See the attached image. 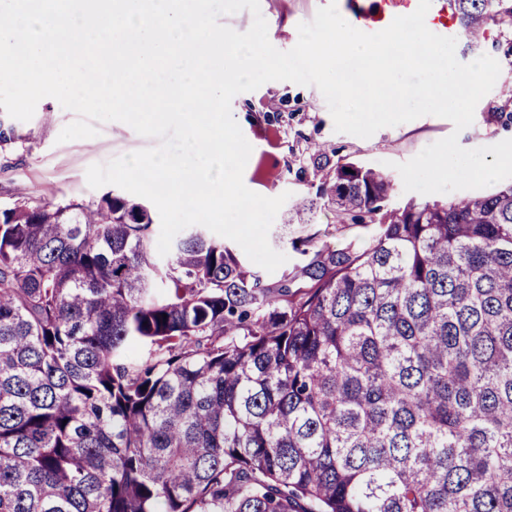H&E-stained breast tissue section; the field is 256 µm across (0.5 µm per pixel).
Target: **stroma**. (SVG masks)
Segmentation results:
<instances>
[{"mask_svg":"<svg viewBox=\"0 0 512 512\" xmlns=\"http://www.w3.org/2000/svg\"><path fill=\"white\" fill-rule=\"evenodd\" d=\"M328 2L260 0L272 45L281 51L292 49L298 40V24L311 21L317 9ZM456 39L460 62L469 63L487 54L501 67L493 89L475 108L473 124L459 133L449 120L436 116L386 127L367 139L338 133L321 92L289 81H271L233 98L232 111L250 115L248 125L242 128L253 147L243 173L245 185L266 197L290 195L289 204L283 205L269 231L272 248L287 255L289 263L299 262L300 256L278 234L291 216L292 203L316 194L320 183L313 167L316 145H329L331 161L380 167L387 161H408L454 132L467 149L512 139V24H491L485 39L471 48L464 34H457ZM75 118L74 112L46 97L38 102L31 120L16 122L18 139L0 145V205L16 201L36 205L47 198L59 203L96 204L107 189L89 187L86 170L90 165L158 144L157 139L140 136L122 122L99 124L98 136L90 141L58 142L63 127ZM305 232L318 246H339L367 235L365 229L338 224L335 213L324 207L315 210Z\"/></svg>","mask_w":512,"mask_h":512,"instance_id":"stroma-1","label":"stroma"}]
</instances>
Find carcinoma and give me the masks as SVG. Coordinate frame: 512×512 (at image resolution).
Segmentation results:
<instances>
[{"mask_svg": "<svg viewBox=\"0 0 512 512\" xmlns=\"http://www.w3.org/2000/svg\"><path fill=\"white\" fill-rule=\"evenodd\" d=\"M315 150L374 229L315 250L303 200L275 282L111 193L0 207V512H512V183L388 209Z\"/></svg>", "mask_w": 512, "mask_h": 512, "instance_id": "carcinoma-1", "label": "carcinoma"}]
</instances>
